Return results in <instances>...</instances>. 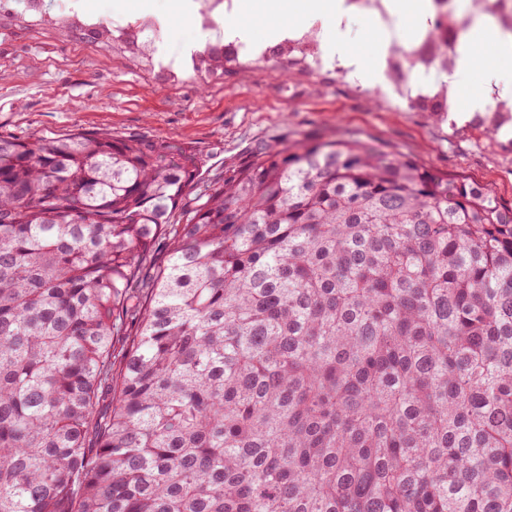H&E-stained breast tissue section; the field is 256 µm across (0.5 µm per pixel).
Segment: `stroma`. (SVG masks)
<instances>
[{
    "label": "stroma",
    "mask_w": 512,
    "mask_h": 512,
    "mask_svg": "<svg viewBox=\"0 0 512 512\" xmlns=\"http://www.w3.org/2000/svg\"><path fill=\"white\" fill-rule=\"evenodd\" d=\"M90 10L160 14L169 21L170 53L197 37L180 0H87ZM419 70L406 68L402 85ZM399 85V86H402ZM398 85L364 87L333 67L313 72L265 62L230 67L201 89L195 79L171 84L161 74L65 29L0 24V135L28 137L99 129L192 147L203 176L224 178L227 163L258 143L347 133L367 145L409 155L448 174L475 179L512 203V128L492 133L457 119L455 127L411 108Z\"/></svg>",
    "instance_id": "35a3bbf8"
}]
</instances>
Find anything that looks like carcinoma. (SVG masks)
Returning <instances> with one entry per match:
<instances>
[{
    "label": "carcinoma",
    "instance_id": "obj_1",
    "mask_svg": "<svg viewBox=\"0 0 512 512\" xmlns=\"http://www.w3.org/2000/svg\"><path fill=\"white\" fill-rule=\"evenodd\" d=\"M201 175L0 135V512H512V204L349 134Z\"/></svg>",
    "mask_w": 512,
    "mask_h": 512
}]
</instances>
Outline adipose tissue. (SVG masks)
Segmentation results:
<instances>
[{
	"label": "adipose tissue",
	"instance_id": "1",
	"mask_svg": "<svg viewBox=\"0 0 512 512\" xmlns=\"http://www.w3.org/2000/svg\"><path fill=\"white\" fill-rule=\"evenodd\" d=\"M388 43V38H380L375 61L368 67L361 65L343 40L330 43L328 50L346 64L355 66L356 78L362 86L375 87L386 83L384 56ZM476 70L482 72L485 82L499 84L501 97L512 98V82L505 79L506 74L512 73V37L503 35L497 24L484 15L478 16L469 33L461 37L455 65L445 72L444 78L455 85Z\"/></svg>",
	"mask_w": 512,
	"mask_h": 512
}]
</instances>
